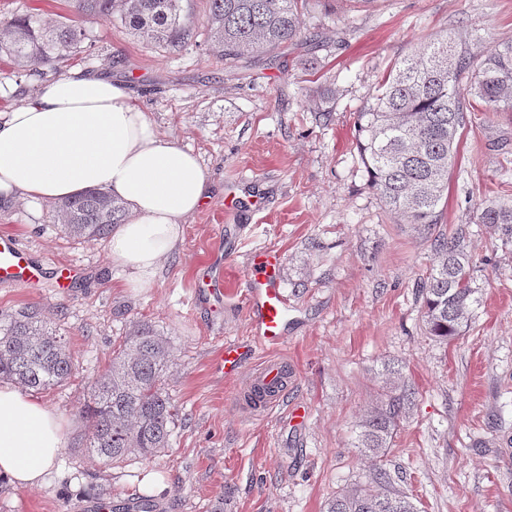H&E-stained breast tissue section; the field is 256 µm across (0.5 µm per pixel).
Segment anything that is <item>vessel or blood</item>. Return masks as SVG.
Instances as JSON below:
<instances>
[{
    "label": "vessel or blood",
    "instance_id": "1",
    "mask_svg": "<svg viewBox=\"0 0 512 512\" xmlns=\"http://www.w3.org/2000/svg\"><path fill=\"white\" fill-rule=\"evenodd\" d=\"M40 276V267L25 259L14 240L0 236V284L26 285L39 280ZM246 300L253 347L280 348L286 345L288 303L276 250L266 249L253 256L246 278ZM244 351L243 344H226L218 351L215 363L224 372L237 373Z\"/></svg>",
    "mask_w": 512,
    "mask_h": 512
}]
</instances>
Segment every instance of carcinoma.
I'll return each mask as SVG.
<instances>
[{
  "mask_svg": "<svg viewBox=\"0 0 512 512\" xmlns=\"http://www.w3.org/2000/svg\"><path fill=\"white\" fill-rule=\"evenodd\" d=\"M182 0H77L94 16L116 14L125 28L158 44L183 39L189 18ZM313 0H209L210 52L226 61L245 53L273 51L305 37L302 16ZM85 29L70 19L42 23L34 15L0 20V56L19 67L45 64L78 52ZM477 98L492 112L512 111V41L477 58L466 43L439 37L423 51L395 64L378 94L358 113L362 161L388 209L415 232L440 220L438 206L459 131L475 111ZM53 223L81 238H104L126 220V204L101 188L58 201ZM476 223L500 229L512 244V206L486 204ZM435 260L420 281L423 322L428 335L447 343L470 327L480 304L472 256L463 233L431 239ZM173 371L170 337L142 323L113 350L110 366L89 385L84 413L86 448L104 464L129 456L150 460L169 447L178 409L165 387ZM73 357L66 337L32 307L0 315V380L45 390L71 378ZM375 403L357 424L353 447L373 462L365 479L328 500L325 512H419L384 467L401 423L416 399L403 369L384 365Z\"/></svg>",
  "mask_w": 512,
  "mask_h": 512,
  "instance_id": "1",
  "label": "carcinoma"
}]
</instances>
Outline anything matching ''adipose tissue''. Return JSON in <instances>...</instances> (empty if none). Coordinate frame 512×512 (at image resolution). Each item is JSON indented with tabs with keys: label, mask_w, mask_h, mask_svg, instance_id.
Segmentation results:
<instances>
[{
	"label": "adipose tissue",
	"mask_w": 512,
	"mask_h": 512,
	"mask_svg": "<svg viewBox=\"0 0 512 512\" xmlns=\"http://www.w3.org/2000/svg\"><path fill=\"white\" fill-rule=\"evenodd\" d=\"M102 187L124 200L113 266L132 287L148 284L209 198L194 152L162 138L120 81L79 70L44 83L0 112V197L58 200ZM64 444L57 415L36 397L0 385V477L27 489L46 483Z\"/></svg>",
	"instance_id": "obj_1"
}]
</instances>
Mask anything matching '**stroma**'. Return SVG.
Listing matches in <instances>:
<instances>
[{"label": "stroma", "mask_w": 512, "mask_h": 512, "mask_svg": "<svg viewBox=\"0 0 512 512\" xmlns=\"http://www.w3.org/2000/svg\"><path fill=\"white\" fill-rule=\"evenodd\" d=\"M194 24L182 42L130 34L119 18L86 15L76 0H0V19L34 14L85 28L79 54L31 72L0 61V111L79 68L122 79L159 133L192 149L207 169L208 201L184 224L177 248L141 288L127 287L108 240L67 235L51 204L0 199V236L43 272L35 287L0 285V312L37 307L69 340L76 371L39 392L65 445L47 484L0 478V512H58L62 504L142 496L145 471L168 488L151 512H324L365 472L354 427L382 385L385 362L417 391L386 462L420 512H512V246L475 221L487 201L512 206V112H476L457 146L437 232L469 231L481 302L465 335L428 336L418 282L434 256L384 206L357 144V114L394 63L441 34L471 36L481 56L512 39V0H325L303 16L306 40L232 63L208 50V0H183ZM282 257L291 371L288 402L254 420L239 375L215 371L216 350L248 341L244 277L252 254ZM224 292H209L213 265ZM75 277L67 290L62 270ZM170 336L167 387L179 408L171 446L152 460L104 465L86 448L89 381L136 323Z\"/></svg>", "instance_id": "stroma-1"}]
</instances>
